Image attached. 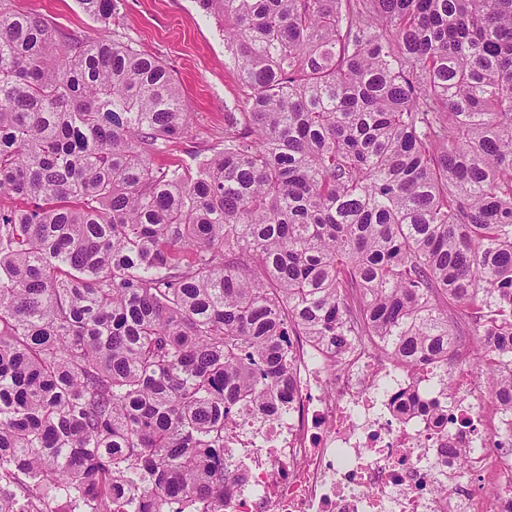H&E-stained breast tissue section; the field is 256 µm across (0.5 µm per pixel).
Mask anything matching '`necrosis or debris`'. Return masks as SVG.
I'll list each match as a JSON object with an SVG mask.
<instances>
[{"mask_svg":"<svg viewBox=\"0 0 512 512\" xmlns=\"http://www.w3.org/2000/svg\"><path fill=\"white\" fill-rule=\"evenodd\" d=\"M288 349L286 412L232 426L224 463L247 480L225 490L224 512H512V414L464 347L448 352V391L432 367L400 372L368 344L337 361L302 336ZM450 442L466 464L441 455Z\"/></svg>","mask_w":512,"mask_h":512,"instance_id":"4bbe7bcc","label":"necrosis or debris"}]
</instances>
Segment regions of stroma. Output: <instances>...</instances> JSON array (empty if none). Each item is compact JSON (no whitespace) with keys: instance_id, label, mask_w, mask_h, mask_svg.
<instances>
[{"instance_id":"1","label":"stroma","mask_w":512,"mask_h":512,"mask_svg":"<svg viewBox=\"0 0 512 512\" xmlns=\"http://www.w3.org/2000/svg\"><path fill=\"white\" fill-rule=\"evenodd\" d=\"M15 6L50 19L60 30L88 38L105 27L78 0H13ZM124 41L159 58L172 71L191 123L185 137L156 157L159 165L193 163L195 154L224 144V107L237 86L224 57V33L197 0H119Z\"/></svg>"}]
</instances>
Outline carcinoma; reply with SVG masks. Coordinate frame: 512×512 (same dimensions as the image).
Here are the masks:
<instances>
[{
  "mask_svg": "<svg viewBox=\"0 0 512 512\" xmlns=\"http://www.w3.org/2000/svg\"><path fill=\"white\" fill-rule=\"evenodd\" d=\"M198 6L240 98L183 168L165 65L0 0V512H224L293 334L418 368L465 319L512 412V0Z\"/></svg>",
  "mask_w": 512,
  "mask_h": 512,
  "instance_id": "carcinoma-1",
  "label": "carcinoma"
}]
</instances>
